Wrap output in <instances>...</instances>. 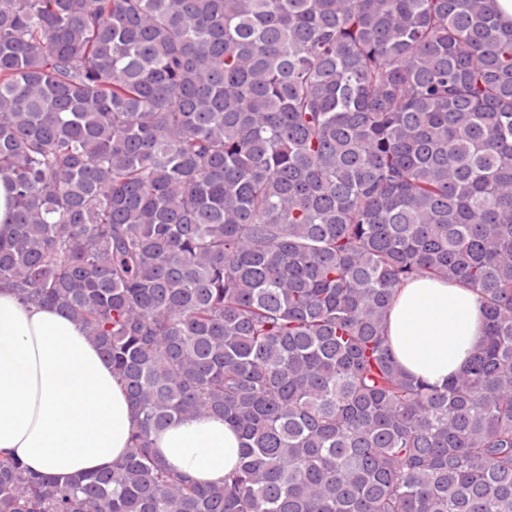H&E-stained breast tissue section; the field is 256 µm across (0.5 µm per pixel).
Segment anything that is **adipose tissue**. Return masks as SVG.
<instances>
[{"label":"adipose tissue","mask_w":512,"mask_h":512,"mask_svg":"<svg viewBox=\"0 0 512 512\" xmlns=\"http://www.w3.org/2000/svg\"><path fill=\"white\" fill-rule=\"evenodd\" d=\"M388 330L402 370L440 386L484 342L486 320L471 289L421 278L398 290ZM135 425L124 386L81 325L0 288V453L53 477L104 472L128 454ZM153 446L175 470L220 485L240 440L223 418L188 416L154 434Z\"/></svg>","instance_id":"ef3b65f1"}]
</instances>
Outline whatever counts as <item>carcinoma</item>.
<instances>
[{
	"mask_svg": "<svg viewBox=\"0 0 512 512\" xmlns=\"http://www.w3.org/2000/svg\"><path fill=\"white\" fill-rule=\"evenodd\" d=\"M0 286L95 341L112 469L0 456V512H512V19L493 0H0ZM485 343L405 374L399 288ZM216 415L201 485L152 436ZM393 356L408 375L443 385L486 337L483 305L459 282L416 279L394 297L388 312ZM157 455L199 483L221 485L238 465L240 440L217 416L183 417L153 436Z\"/></svg>",
	"mask_w": 512,
	"mask_h": 512,
	"instance_id": "carcinoma-1",
	"label": "carcinoma"
}]
</instances>
